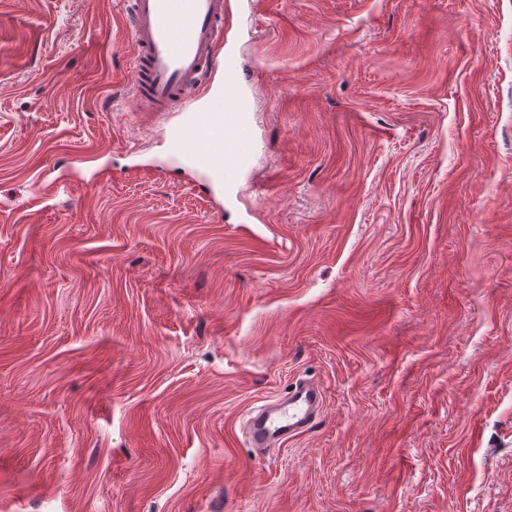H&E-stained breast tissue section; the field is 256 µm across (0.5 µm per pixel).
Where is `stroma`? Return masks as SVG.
I'll list each match as a JSON object with an SVG mask.
<instances>
[{
  "mask_svg": "<svg viewBox=\"0 0 512 512\" xmlns=\"http://www.w3.org/2000/svg\"><path fill=\"white\" fill-rule=\"evenodd\" d=\"M224 3L217 192L122 0H0V512H512V0ZM319 387L310 382L296 384L288 397L272 406H261L246 424L251 448H268L309 429L317 419L321 401Z\"/></svg>",
  "mask_w": 512,
  "mask_h": 512,
  "instance_id": "stroma-1",
  "label": "stroma"
}]
</instances>
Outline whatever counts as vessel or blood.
I'll use <instances>...</instances> for the list:
<instances>
[{"instance_id": "b4317fda", "label": "vessel or blood", "mask_w": 512, "mask_h": 512, "mask_svg": "<svg viewBox=\"0 0 512 512\" xmlns=\"http://www.w3.org/2000/svg\"><path fill=\"white\" fill-rule=\"evenodd\" d=\"M135 48L133 98L149 112H180L169 149L205 171L216 186L235 181L250 156L251 119L240 105L244 77L215 52L224 31V0H124ZM222 74L224 107L195 105L193 93L214 72ZM319 387L296 384L288 397L262 406L246 424L251 447L266 448L309 429L317 418Z\"/></svg>"}]
</instances>
